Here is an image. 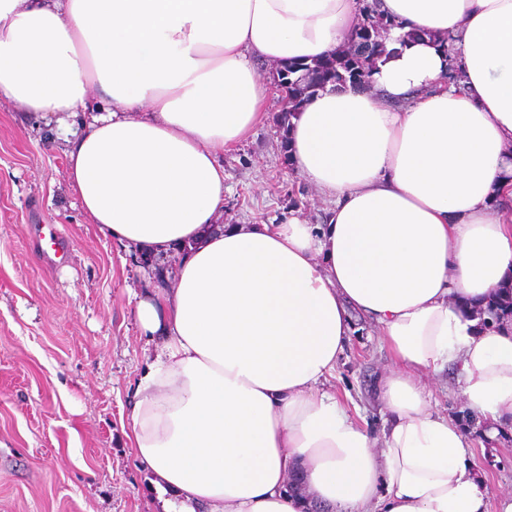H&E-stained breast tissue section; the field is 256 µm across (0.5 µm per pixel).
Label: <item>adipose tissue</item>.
<instances>
[{"label": "adipose tissue", "mask_w": 512, "mask_h": 512, "mask_svg": "<svg viewBox=\"0 0 512 512\" xmlns=\"http://www.w3.org/2000/svg\"><path fill=\"white\" fill-rule=\"evenodd\" d=\"M360 8L0 0V102L88 114L73 193L124 248L174 261V288L137 304L161 346L129 413L159 512H512L423 381L455 364L469 410L512 430V320L480 314L512 281V0H381L386 60L287 132L327 222L222 221L224 153L266 116L251 58L332 56ZM353 309L394 363L378 437L323 388Z\"/></svg>", "instance_id": "ef3b65f1"}]
</instances>
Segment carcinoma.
Instances as JSON below:
<instances>
[{"label": "carcinoma", "mask_w": 512, "mask_h": 512, "mask_svg": "<svg viewBox=\"0 0 512 512\" xmlns=\"http://www.w3.org/2000/svg\"><path fill=\"white\" fill-rule=\"evenodd\" d=\"M363 22L359 26L358 34L370 29L376 33L377 42L375 50L370 57H361L352 52V48L341 51L334 58L316 59L310 63L303 61H288V88L282 99L286 103L283 109L281 122L286 123L293 112L315 95L325 89L329 84L342 85L350 80H356L362 72H371L378 61L386 53L381 40V31L387 26L384 17L377 13L371 4L363 7Z\"/></svg>", "instance_id": "obj_1"}]
</instances>
